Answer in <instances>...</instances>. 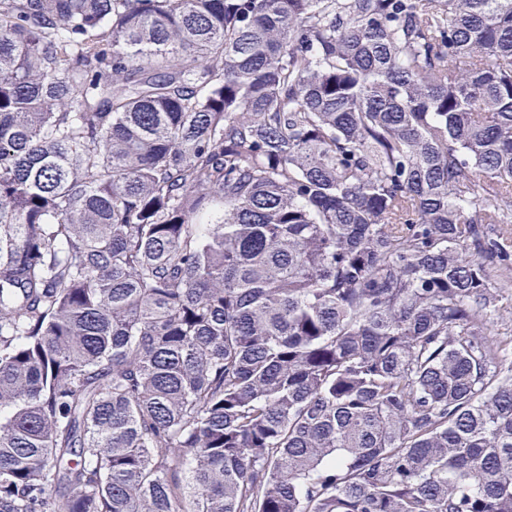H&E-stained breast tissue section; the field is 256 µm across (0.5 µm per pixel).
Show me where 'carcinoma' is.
<instances>
[{
	"label": "carcinoma",
	"mask_w": 512,
	"mask_h": 512,
	"mask_svg": "<svg viewBox=\"0 0 512 512\" xmlns=\"http://www.w3.org/2000/svg\"><path fill=\"white\" fill-rule=\"evenodd\" d=\"M502 224L512 0H0V512H512ZM490 290L494 295V303L488 311L487 326L493 333H499V337L506 341L505 346L510 348L512 344V288H491Z\"/></svg>",
	"instance_id": "obj_1"
}]
</instances>
